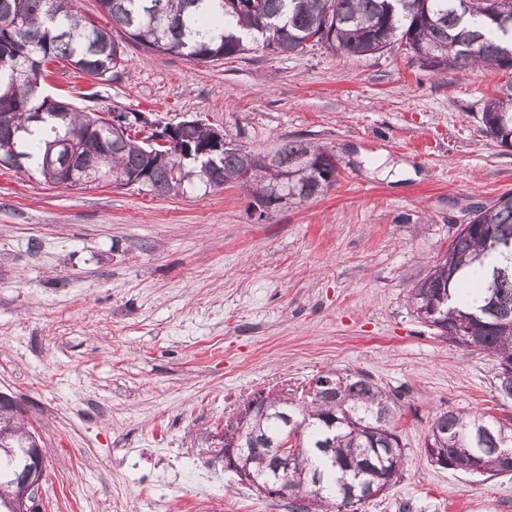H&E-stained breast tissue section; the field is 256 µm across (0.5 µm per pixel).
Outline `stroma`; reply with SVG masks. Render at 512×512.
<instances>
[{
    "label": "stroma",
    "instance_id": "1",
    "mask_svg": "<svg viewBox=\"0 0 512 512\" xmlns=\"http://www.w3.org/2000/svg\"><path fill=\"white\" fill-rule=\"evenodd\" d=\"M512 75L433 73L401 49L318 46L194 63L128 47L118 81L57 62L45 94L198 116L255 155L301 139L333 154L320 195L258 218L240 184L179 195L51 185L0 168V394L45 451L38 512H288L224 468V403L338 369L399 396L400 482L359 512H512V479L432 465L436 415L512 416L495 357L456 347L408 292L475 211L512 191L486 102ZM410 167L394 181L378 156ZM212 476L194 483L190 474Z\"/></svg>",
    "mask_w": 512,
    "mask_h": 512
}]
</instances>
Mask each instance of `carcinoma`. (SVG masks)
Returning a JSON list of instances; mask_svg holds the SVG:
<instances>
[{
	"label": "carcinoma",
	"instance_id": "obj_1",
	"mask_svg": "<svg viewBox=\"0 0 512 512\" xmlns=\"http://www.w3.org/2000/svg\"><path fill=\"white\" fill-rule=\"evenodd\" d=\"M100 12L125 40L147 53L177 54L190 62H214L257 45L292 54L321 45L350 56L381 53L397 41L430 72L474 66L512 70V0H97ZM124 47L112 31L87 19L77 0H0V116L20 129L0 154L23 156L17 171L59 184L64 175L46 165L61 138L79 145L99 177H143L157 194H177L194 180L210 187L238 182L253 197L259 216L285 202H304L338 176L335 156L303 140H291L264 165L252 154L216 141L202 128L176 132L180 144L148 150L144 142L71 103L44 94L35 61H63L97 83L123 70ZM485 132L512 148V86L488 101ZM504 258L476 285L482 303L471 308L463 281L472 264L491 253ZM413 313L431 327L456 331L458 347L497 357L512 369V192L462 225L428 274L410 290ZM398 395L361 372L328 371L307 398L287 391L255 394L240 442L263 454L285 429H296L302 451L288 481L290 512H358V505L396 484L405 451L394 419ZM11 406L0 404V509L20 488L19 455L28 442ZM426 448H440L448 469L487 479L512 475V417L448 411L433 420Z\"/></svg>",
	"mask_w": 512,
	"mask_h": 512
}]
</instances>
